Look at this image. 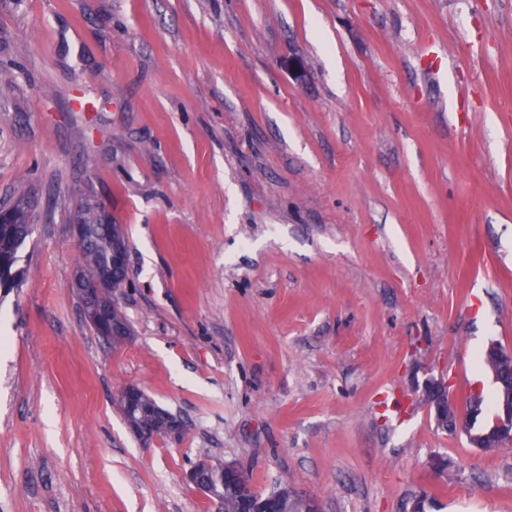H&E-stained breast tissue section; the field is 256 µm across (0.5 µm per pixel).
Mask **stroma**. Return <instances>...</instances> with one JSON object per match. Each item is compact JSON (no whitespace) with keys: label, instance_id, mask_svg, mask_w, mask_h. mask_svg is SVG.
Wrapping results in <instances>:
<instances>
[{"label":"stroma","instance_id":"1","mask_svg":"<svg viewBox=\"0 0 512 512\" xmlns=\"http://www.w3.org/2000/svg\"><path fill=\"white\" fill-rule=\"evenodd\" d=\"M0 204L31 199L0 287V512H219L238 463L322 512H512V448L435 424L512 351V0H0ZM129 245L85 321L70 222ZM179 416L145 443L127 384ZM412 396L405 419L390 389ZM425 393L430 398V408L437 425L444 430H456L460 413L450 395L448 381L443 375L430 377L425 383ZM212 469L211 465L205 462H199L193 465L186 473V478L195 487L202 492L204 495L217 500L221 503V500L216 497L212 492V486L208 479V473Z\"/></svg>","mask_w":512,"mask_h":512}]
</instances>
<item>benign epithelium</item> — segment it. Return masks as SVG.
Returning <instances> with one entry per match:
<instances>
[{
    "label": "benign epithelium",
    "mask_w": 512,
    "mask_h": 512,
    "mask_svg": "<svg viewBox=\"0 0 512 512\" xmlns=\"http://www.w3.org/2000/svg\"><path fill=\"white\" fill-rule=\"evenodd\" d=\"M129 266V256L125 254L121 240L114 239L112 246V266L93 283H86L74 275L73 287L84 298L83 311L86 319L99 328L103 335L119 342L130 336L127 324L112 319V306L99 302L98 295L103 291H112V274ZM485 354L493 364V378L503 393L499 413L493 425L480 439L472 442L476 448H506L512 445V352L503 349L497 343L488 344ZM425 393L430 398V408L437 425L444 430H454L459 426L460 413L455 400L450 395L448 381L444 376L429 378L425 383ZM160 423V432L166 436L177 435L183 429V423L177 417L161 408L153 412ZM224 477L229 485L235 487L242 500L241 512H283V495L279 492L263 494L258 492L248 474L236 463L222 464ZM211 465L199 462L186 473V478L204 495L215 498L208 479Z\"/></svg>",
    "instance_id": "obj_1"
}]
</instances>
